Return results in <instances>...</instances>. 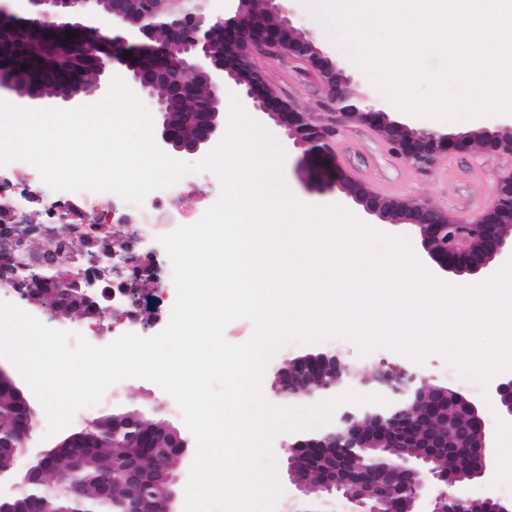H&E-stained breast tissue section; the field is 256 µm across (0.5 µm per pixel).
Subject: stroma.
<instances>
[{"label":"stroma","instance_id":"35a3bbf8","mask_svg":"<svg viewBox=\"0 0 512 512\" xmlns=\"http://www.w3.org/2000/svg\"><path fill=\"white\" fill-rule=\"evenodd\" d=\"M250 64L283 100L310 113L319 123L331 122L333 115L326 109L325 87L308 63L260 53L251 57ZM262 123L286 152V182L294 187L307 205L343 206L360 221L380 232L408 238L414 253H421L420 238L413 226L382 223L367 215L362 207L339 189L319 186L301 164V149L288 139L284 129L267 117L263 118ZM334 147L342 165L381 197L396 198L410 204H430L444 212L452 222L471 219L481 212L490 200L495 177L501 171L512 169V155L481 152L440 157L431 171L423 173L392 154L384 136L357 122L339 126ZM176 297L172 276H164L160 284L148 285L143 305V314L148 323L141 330V337L155 336L168 326ZM326 351L341 354L359 377L364 375L366 369L383 363L405 367L428 382L446 385L481 404L493 449L498 450L512 443V423L500 421L495 409L484 404L482 386L477 383L466 386L457 382L455 376L449 375L445 358L438 354L429 355L424 362L417 363L387 348L360 354L353 342L341 337H330L307 345L289 342L277 351L264 372L263 396H270L274 375L285 361L306 353ZM158 404L163 405L169 423L184 428L183 414L176 401L156 383L142 378L126 379L119 392H105L98 404L77 411L69 427L78 429L87 421L115 408L131 405L147 411ZM283 441V436L279 435L272 444L277 474L283 487L275 512H349L350 505L343 498H319L313 494H303L295 487L287 473L288 454L282 446Z\"/></svg>","mask_w":512,"mask_h":512}]
</instances>
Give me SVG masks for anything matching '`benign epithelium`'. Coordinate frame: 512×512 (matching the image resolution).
Returning <instances> with one entry per match:
<instances>
[{
  "label": "benign epithelium",
  "instance_id": "1",
  "mask_svg": "<svg viewBox=\"0 0 512 512\" xmlns=\"http://www.w3.org/2000/svg\"><path fill=\"white\" fill-rule=\"evenodd\" d=\"M8 2L0 0L1 42L20 32L36 31L57 42L63 52L79 51L93 59L95 73L89 81L55 93L62 102L73 105L106 93L113 65L118 63L140 93L155 99L163 146L177 153L198 154L207 151L220 135L224 88L233 86L258 112L285 129L288 138L303 150L308 172L323 185L339 188L370 216L415 226L426 258L438 270L457 276L487 275L495 257L512 259V238L503 232L512 225L511 170L496 178L488 207L476 219L457 223L458 230L450 235L448 217L433 206L381 198L337 165L332 130L315 125L307 113L275 95L247 60L256 52H267L308 61L331 94L336 124L349 120L368 124L386 138L397 156L421 169L449 153L512 154V137L488 129L480 131L478 140L470 134L412 131L391 119L359 84L323 56L313 37H294L291 0H265L264 12L252 8L253 0H235L237 6L232 11L225 8L227 0H170L179 9L166 16L135 6L133 0H26L29 9L23 15L15 13ZM104 10L113 21L110 35L96 26ZM159 27L167 29L168 36L163 45L156 46L153 40ZM69 31L75 32L72 40ZM127 52L132 57L125 56ZM168 64L176 65L185 76L178 88L182 95H193L196 82L206 81L207 98L198 103L197 111L172 112L157 97L154 88L163 80ZM25 84L26 79L16 71L0 68V89L21 99H38ZM187 121L196 126V136L190 141L178 133V127ZM52 239L41 224L27 229L0 224V287L23 290L28 298L39 301L50 292L57 299L53 311H78L77 283L70 274L58 276L54 268L58 251L52 248ZM328 362L336 369V381H341L347 366L334 355L319 353L286 362L277 374L273 403L292 405L305 399L319 402L336 397L334 386L302 394L287 387L293 381L313 380ZM372 381L387 404L343 409L330 428L286 445L288 475L298 490L310 492L306 475L313 473L319 493L344 497L352 505L350 512H512V498H472L456 490L464 477L487 484L496 478L487 458L485 418L474 403L459 395L450 398L448 388L420 380L404 369L380 365ZM3 384L9 386L22 422L11 439L0 437V451L7 450L11 459L8 468H0V512H22L17 503L23 499L30 505L27 512H41L42 496L60 483L67 484L72 503L68 512H176L177 476L171 459L184 454L189 444L176 427L169 426L174 442L165 448L150 434L131 435L140 451L100 475L97 500L90 503L80 484L56 473L54 455L58 448L74 449L69 472L80 471V441L92 432L95 421L50 448L32 453L36 413L22 388L0 366V386ZM488 396L500 418L512 422V374L500 377ZM362 416L374 420V426L360 425ZM380 446L419 448L421 452L397 460L359 453L361 448ZM26 455L29 460L21 470L18 462ZM117 478L143 485L147 491L141 497L114 503L112 483Z\"/></svg>",
  "mask_w": 512,
  "mask_h": 512
}]
</instances>
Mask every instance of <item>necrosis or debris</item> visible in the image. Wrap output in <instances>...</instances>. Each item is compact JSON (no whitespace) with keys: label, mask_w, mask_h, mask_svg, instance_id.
<instances>
[{"label":"necrosis or debris","mask_w":512,"mask_h":512,"mask_svg":"<svg viewBox=\"0 0 512 512\" xmlns=\"http://www.w3.org/2000/svg\"><path fill=\"white\" fill-rule=\"evenodd\" d=\"M203 209L196 183L188 174L174 186L152 191L142 203L134 204L109 191L51 190L38 170L24 161L0 166V223L26 224L35 218L47 225H71L69 236L56 241L61 253H74L84 225L103 226L105 235L97 244L101 252L112 246V226H127L122 258L110 263L108 275L94 279L93 286L100 308L119 310L132 323L141 316L134 295L142 293L153 270L170 264L163 246L144 249L145 239L169 233L171 225L191 223Z\"/></svg>","instance_id":"1"}]
</instances>
